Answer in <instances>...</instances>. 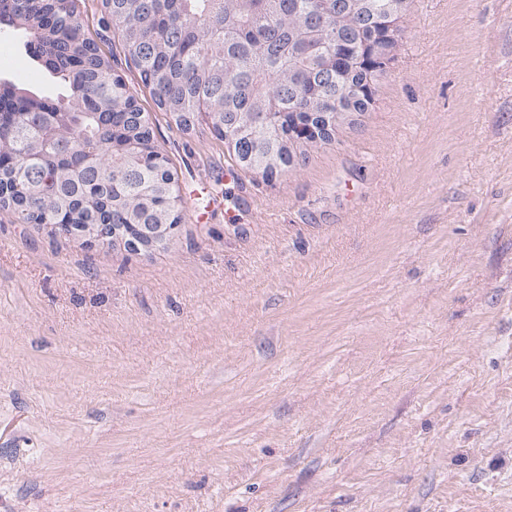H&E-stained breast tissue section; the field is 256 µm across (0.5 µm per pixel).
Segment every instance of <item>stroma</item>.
<instances>
[{
	"label": "stroma",
	"instance_id": "obj_1",
	"mask_svg": "<svg viewBox=\"0 0 512 512\" xmlns=\"http://www.w3.org/2000/svg\"><path fill=\"white\" fill-rule=\"evenodd\" d=\"M152 122L182 221L87 246L0 209V512H512V0L400 21L294 170ZM0 79L58 88L7 27Z\"/></svg>",
	"mask_w": 512,
	"mask_h": 512
}]
</instances>
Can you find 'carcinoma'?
Instances as JSON below:
<instances>
[{
  "label": "carcinoma",
  "instance_id": "obj_1",
  "mask_svg": "<svg viewBox=\"0 0 512 512\" xmlns=\"http://www.w3.org/2000/svg\"><path fill=\"white\" fill-rule=\"evenodd\" d=\"M389 0H112L108 17L159 109L187 130L213 115L215 135L252 152L266 138L280 154L263 177L290 171L297 130L311 112H334L355 79L354 62L384 37ZM0 22L29 37L65 87L54 100L0 82V207L26 224H77L87 197L106 203L101 224H127L144 210L156 167L124 149L153 133L123 78L89 37L77 0H0ZM146 220L177 224L166 198Z\"/></svg>",
  "mask_w": 512,
  "mask_h": 512
}]
</instances>
